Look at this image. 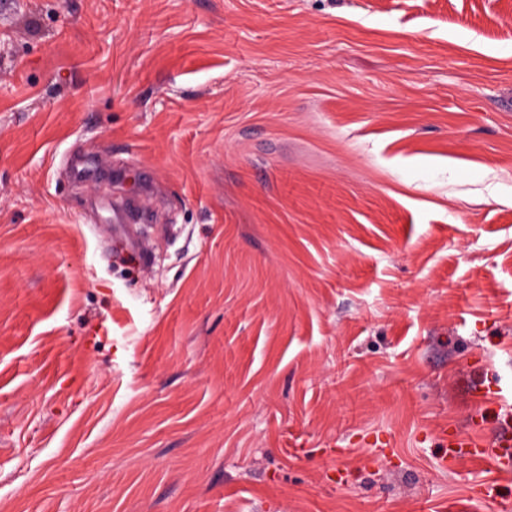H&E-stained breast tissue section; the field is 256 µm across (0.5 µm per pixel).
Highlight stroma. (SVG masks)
I'll use <instances>...</instances> for the list:
<instances>
[{"label": "stroma", "instance_id": "obj_1", "mask_svg": "<svg viewBox=\"0 0 512 512\" xmlns=\"http://www.w3.org/2000/svg\"><path fill=\"white\" fill-rule=\"evenodd\" d=\"M446 431L512 436V0H0V512L512 505Z\"/></svg>", "mask_w": 512, "mask_h": 512}]
</instances>
